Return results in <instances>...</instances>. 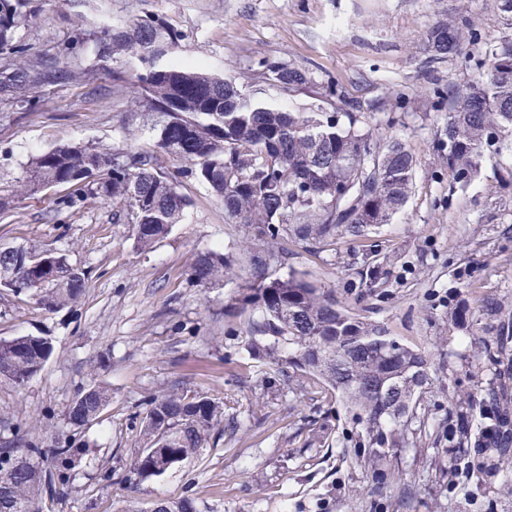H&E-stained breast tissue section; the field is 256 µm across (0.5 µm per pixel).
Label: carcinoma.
<instances>
[{"label":"carcinoma","instance_id":"1","mask_svg":"<svg viewBox=\"0 0 512 512\" xmlns=\"http://www.w3.org/2000/svg\"><path fill=\"white\" fill-rule=\"evenodd\" d=\"M31 0H0V53H8L11 76L0 79V100L21 112L37 104L42 85L69 84L81 77L63 60H24L20 31L32 18ZM478 39L473 20L448 13L430 29L424 50L435 60L462 55ZM98 46L89 74L109 61H138L131 85L145 116L153 122V149L139 147L132 132L121 143L102 147L78 143L34 156L24 168L29 194L70 184L80 197L112 202L116 224L132 225L139 249L151 248L183 221L190 200L180 178L193 175L224 203L226 217L244 228L246 239L274 249L285 239L321 252L342 238L359 242L404 206L413 186L414 161L407 145L391 138L380 145L363 116L350 110L342 91L328 112L271 107L244 93L233 79L215 76L200 63L177 56L178 35L155 20L96 36ZM484 70L461 88L439 87L428 109L445 112L438 154L453 185L475 177L482 152L501 147L512 134V38L487 46ZM277 81L308 87L306 73L290 67ZM177 163L168 170L161 157ZM31 250L18 248L2 263H20L19 284L38 292L48 311L81 299L86 274L68 272L72 263L46 251V267L25 261ZM252 274L241 285L234 309L250 312L247 349L268 364L316 381L339 395L363 425L366 462L384 463L408 447L399 426L411 429L418 389L429 385V356L391 336L377 322L363 320L295 272L271 277L266 258H250ZM229 255L210 250L197 254L188 276L200 288L224 281L232 269ZM352 287L359 295L381 287L383 261L362 253ZM481 310L494 323L481 337L478 370L484 377L448 404L446 438L448 488L474 459L512 463V308L486 297ZM53 353L45 336L21 335L0 340V379L23 385L37 375ZM421 378H416V374ZM108 402L106 390L91 386L70 405L68 423L79 430L99 419ZM222 412L206 395L171 390L149 402L140 431L143 445L129 469L130 483L157 477L167 460H186L222 431ZM71 443L43 448L15 434L0 441V512H35L43 493H55L70 481L75 464ZM49 456L53 466L39 468L34 458ZM200 512L185 498L164 499L156 512Z\"/></svg>","mask_w":512,"mask_h":512}]
</instances>
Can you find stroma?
I'll return each instance as SVG.
<instances>
[{"mask_svg": "<svg viewBox=\"0 0 512 512\" xmlns=\"http://www.w3.org/2000/svg\"><path fill=\"white\" fill-rule=\"evenodd\" d=\"M32 8L36 17L21 31L28 57L56 56L73 40L67 60L81 68L95 57L94 31L157 19L179 33L180 58L236 79L271 105L299 111L336 86L371 110L374 140H406L412 193L368 242L387 258L386 292L363 298L351 290L364 245L344 239L320 253L289 243L287 260H269L268 272L305 275L353 314L428 353L433 383L417 413L436 425L469 384L467 363L490 324L482 299L512 301V237L504 233L512 186L503 183L512 151H485L471 185L451 187L435 143L445 115L426 105L435 87L464 84L486 45L512 35L500 0H32ZM451 10L473 18L481 39L463 56L431 59L422 50L426 35ZM266 62L309 73L313 87L288 93L269 84L260 76ZM37 98L32 112L0 103L2 191L17 188L32 156L56 147H109L127 129L141 147L154 143L143 108L128 104L112 72L40 88ZM180 190L191 200L183 222L147 250L135 246L131 226L113 223L110 204L87 198L63 206L68 185L0 212V245L49 249L86 273L80 301L54 313L32 294L0 288V339L48 336L55 346L24 385L0 381V437L15 428L46 447L72 437L86 445L66 493L39 500L42 512H151L157 500L183 498L198 499L203 512H482L489 499L495 512H512V469L473 475L451 490L440 476L448 455L428 444L390 461L403 482L384 480L361 463L358 430L341 402L252 359L244 318L233 310L250 269L242 229L196 179L182 178ZM208 249L233 255L235 265L204 290L192 285L188 266ZM453 295L471 310L465 324L448 320ZM92 383L105 385L111 401L97 422L73 429L66 412ZM173 388L213 399L236 431L127 488L148 404ZM323 427L332 431L325 447L312 441ZM105 470L111 483L92 487Z\"/></svg>", "mask_w": 512, "mask_h": 512, "instance_id": "1", "label": "stroma"}]
</instances>
